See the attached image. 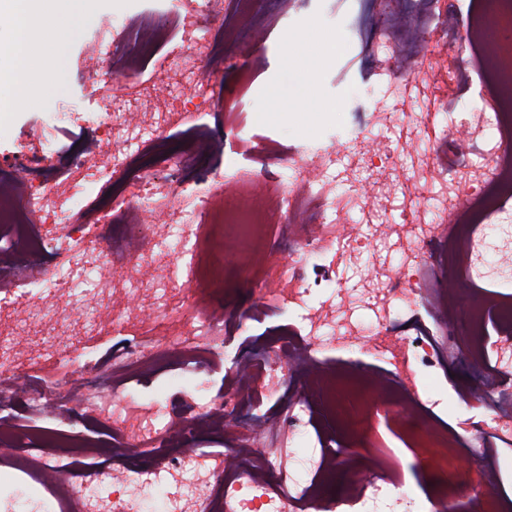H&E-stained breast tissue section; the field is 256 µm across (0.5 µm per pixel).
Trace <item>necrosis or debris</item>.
Wrapping results in <instances>:
<instances>
[{"mask_svg":"<svg viewBox=\"0 0 512 512\" xmlns=\"http://www.w3.org/2000/svg\"><path fill=\"white\" fill-rule=\"evenodd\" d=\"M246 2L105 16L78 68L103 119L54 112L0 168V409L52 421L0 418V512H505L491 494L498 465L473 480L457 470V438L439 421L447 395L431 386L446 360L481 365L480 387L457 392L475 410L461 425L476 455L512 447V41L498 37L512 0H429L428 20L377 0L381 90L336 142L256 134L237 146L246 170L190 177L182 156L163 175L141 167L165 130L183 132L192 155L220 156L224 122L244 123L224 110V73L248 93L296 6L276 0L271 16ZM465 65L480 90L470 108ZM91 124L82 152L60 163L58 134ZM112 223L124 233L109 243ZM275 232L287 257L266 247ZM231 268L252 284L243 310L224 300ZM420 309L427 324L396 330ZM284 310L294 324L239 348L212 389L220 351ZM107 336L119 348L103 363L91 345ZM162 365L182 377L165 398L152 390ZM25 370L35 379L20 391L9 379ZM74 373L83 384L68 385ZM70 405L109 434L120 467L92 466L96 445L69 449L57 425ZM380 412L416 466L437 472L425 503L380 476L391 464ZM203 430L227 433L230 448L191 447ZM341 472L346 495H329Z\"/></svg>","mask_w":512,"mask_h":512,"instance_id":"obj_1","label":"necrosis or debris"}]
</instances>
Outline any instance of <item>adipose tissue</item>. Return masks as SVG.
Here are the masks:
<instances>
[{
  "instance_id": "1",
  "label": "adipose tissue",
  "mask_w": 512,
  "mask_h": 512,
  "mask_svg": "<svg viewBox=\"0 0 512 512\" xmlns=\"http://www.w3.org/2000/svg\"><path fill=\"white\" fill-rule=\"evenodd\" d=\"M88 0H0V28H10L13 39L0 51V112L12 111L33 94L49 90L52 83L41 70L32 33L39 17L51 19L49 41L63 50L83 24Z\"/></svg>"
}]
</instances>
